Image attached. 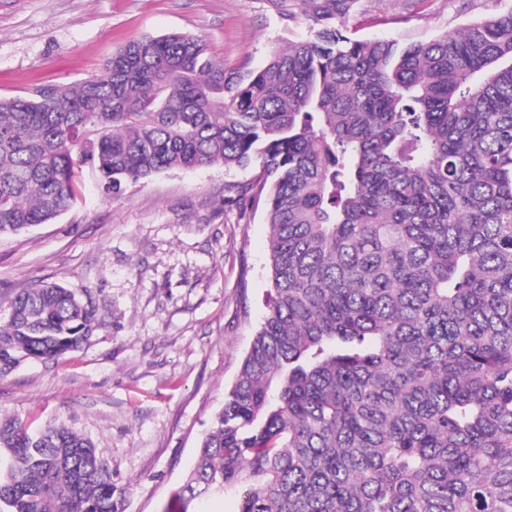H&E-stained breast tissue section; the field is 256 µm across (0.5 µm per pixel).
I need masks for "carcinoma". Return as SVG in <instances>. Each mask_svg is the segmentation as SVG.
Here are the masks:
<instances>
[{"label":"carcinoma","instance_id":"1","mask_svg":"<svg viewBox=\"0 0 512 512\" xmlns=\"http://www.w3.org/2000/svg\"><path fill=\"white\" fill-rule=\"evenodd\" d=\"M356 0H302L310 36L260 70L145 36L95 76L0 98V236L48 224L84 167L106 193L256 167L272 288L166 512H512V10L428 42L350 37ZM88 293L24 288L0 374L98 326ZM0 512H118L94 443L0 418ZM190 512H236L237 498L233 494L225 496H201L189 507Z\"/></svg>","mask_w":512,"mask_h":512}]
</instances>
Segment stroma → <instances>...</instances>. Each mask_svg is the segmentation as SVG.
<instances>
[{
	"label": "stroma",
	"instance_id": "35a3bbf8",
	"mask_svg": "<svg viewBox=\"0 0 512 512\" xmlns=\"http://www.w3.org/2000/svg\"><path fill=\"white\" fill-rule=\"evenodd\" d=\"M512 0H357L348 31L428 41ZM300 0H0V97L98 73L131 40L202 37L225 66L258 69L307 37ZM254 170L205 166L107 197L91 168L49 224L0 237V308L20 289L88 290L100 326L78 351L0 375V417L66 425L103 453L119 512H165L224 404L271 288L262 209L224 199Z\"/></svg>",
	"mask_w": 512,
	"mask_h": 512
}]
</instances>
